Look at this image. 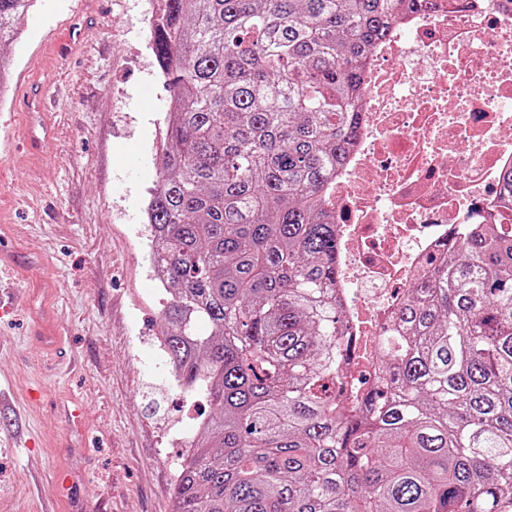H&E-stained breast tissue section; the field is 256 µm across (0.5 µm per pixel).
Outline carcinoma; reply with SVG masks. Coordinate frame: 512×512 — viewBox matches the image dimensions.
I'll return each instance as SVG.
<instances>
[{
  "mask_svg": "<svg viewBox=\"0 0 512 512\" xmlns=\"http://www.w3.org/2000/svg\"><path fill=\"white\" fill-rule=\"evenodd\" d=\"M173 92L147 203L165 351L212 406L172 512H512V229L455 237L349 414L326 208L369 54L434 0H161ZM37 0H0V44Z\"/></svg>",
  "mask_w": 512,
  "mask_h": 512,
  "instance_id": "cac0c4a2",
  "label": "carcinoma"
}]
</instances>
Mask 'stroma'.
<instances>
[{
  "label": "stroma",
  "instance_id": "obj_1",
  "mask_svg": "<svg viewBox=\"0 0 512 512\" xmlns=\"http://www.w3.org/2000/svg\"><path fill=\"white\" fill-rule=\"evenodd\" d=\"M151 0H38L1 48L59 92L44 115L0 104V512H172L183 393L158 361L168 293L144 210L175 106L157 77ZM82 403V421L72 415Z\"/></svg>",
  "mask_w": 512,
  "mask_h": 512
}]
</instances>
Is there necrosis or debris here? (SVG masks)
<instances>
[{
	"label": "necrosis or debris",
	"mask_w": 512,
	"mask_h": 512,
	"mask_svg": "<svg viewBox=\"0 0 512 512\" xmlns=\"http://www.w3.org/2000/svg\"><path fill=\"white\" fill-rule=\"evenodd\" d=\"M400 12L370 55L361 128L327 190L340 241L336 292L355 353L373 356L401 301L452 233L512 222V0H435Z\"/></svg>",
	"instance_id": "obj_1"
}]
</instances>
